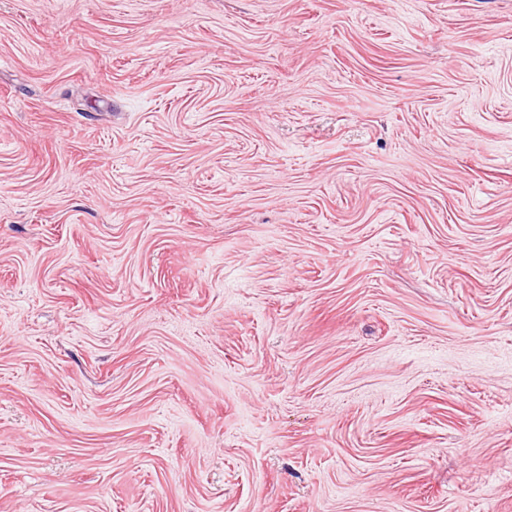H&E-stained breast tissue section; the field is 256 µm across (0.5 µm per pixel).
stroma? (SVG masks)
<instances>
[{"mask_svg":"<svg viewBox=\"0 0 512 512\" xmlns=\"http://www.w3.org/2000/svg\"><path fill=\"white\" fill-rule=\"evenodd\" d=\"M0 512H512V0H0Z\"/></svg>","mask_w":512,"mask_h":512,"instance_id":"35a3bbf8","label":"stroma"}]
</instances>
